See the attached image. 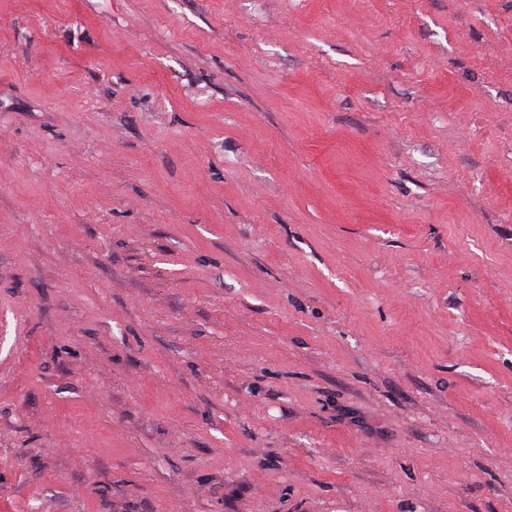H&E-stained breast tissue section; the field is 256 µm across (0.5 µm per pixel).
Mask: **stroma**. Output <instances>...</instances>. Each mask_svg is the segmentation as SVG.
I'll return each instance as SVG.
<instances>
[{
	"label": "stroma",
	"instance_id": "obj_1",
	"mask_svg": "<svg viewBox=\"0 0 512 512\" xmlns=\"http://www.w3.org/2000/svg\"><path fill=\"white\" fill-rule=\"evenodd\" d=\"M0 512H512V0H0Z\"/></svg>",
	"mask_w": 512,
	"mask_h": 512
}]
</instances>
